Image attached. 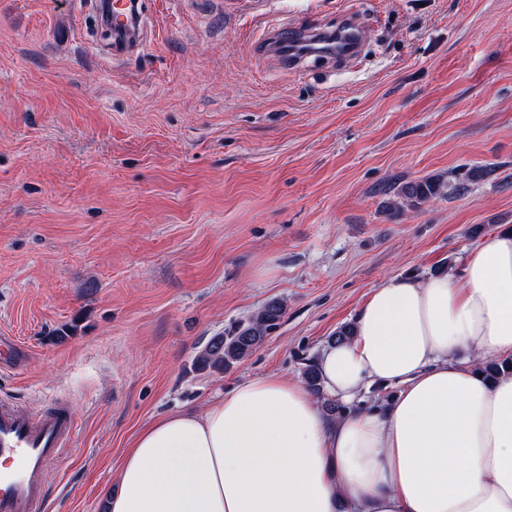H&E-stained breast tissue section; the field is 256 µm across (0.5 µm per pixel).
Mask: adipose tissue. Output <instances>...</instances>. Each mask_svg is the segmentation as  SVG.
I'll list each match as a JSON object with an SVG mask.
<instances>
[{"instance_id":"1","label":"adipose tissue","mask_w":512,"mask_h":512,"mask_svg":"<svg viewBox=\"0 0 512 512\" xmlns=\"http://www.w3.org/2000/svg\"><path fill=\"white\" fill-rule=\"evenodd\" d=\"M512 227L462 271L388 277L316 362L320 393L267 373L153 420L108 512H512ZM391 401L357 410L373 386ZM349 405L329 415L326 401Z\"/></svg>"}]
</instances>
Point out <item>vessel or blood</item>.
Listing matches in <instances>:
<instances>
[{
    "label": "vessel or blood",
    "mask_w": 512,
    "mask_h": 512,
    "mask_svg": "<svg viewBox=\"0 0 512 512\" xmlns=\"http://www.w3.org/2000/svg\"><path fill=\"white\" fill-rule=\"evenodd\" d=\"M100 25L112 31V55L121 58L139 46L142 16H130V0H93ZM327 34L316 28L279 25L268 29L266 53L295 67L299 60L288 44L324 43ZM76 424L65 399L33 411L14 404L0 405V457L14 462L12 469L0 470V512H37L45 498V473L60 462L73 444Z\"/></svg>",
    "instance_id": "obj_1"
}]
</instances>
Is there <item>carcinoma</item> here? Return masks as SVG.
<instances>
[{"instance_id":"obj_1","label":"carcinoma","mask_w":512,"mask_h":512,"mask_svg":"<svg viewBox=\"0 0 512 512\" xmlns=\"http://www.w3.org/2000/svg\"><path fill=\"white\" fill-rule=\"evenodd\" d=\"M443 184L438 177H427L403 185L399 190L403 203L419 209L442 195ZM284 315L279 301L268 302L245 326L228 335L213 336L198 354L195 365L202 370L224 371L255 351Z\"/></svg>"}]
</instances>
